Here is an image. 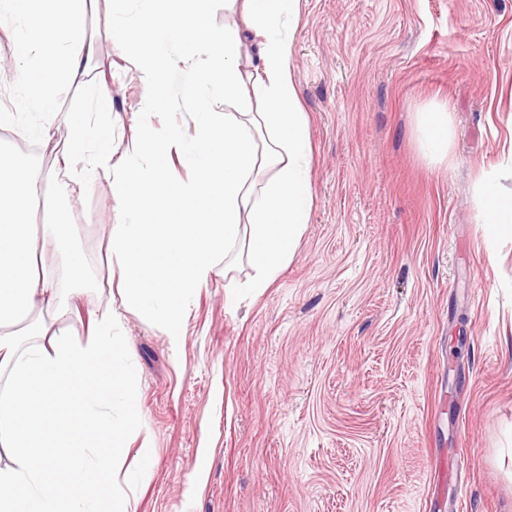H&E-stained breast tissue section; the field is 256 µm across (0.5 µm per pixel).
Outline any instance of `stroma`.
Segmentation results:
<instances>
[{
    "label": "stroma",
    "instance_id": "1",
    "mask_svg": "<svg viewBox=\"0 0 512 512\" xmlns=\"http://www.w3.org/2000/svg\"><path fill=\"white\" fill-rule=\"evenodd\" d=\"M85 24L117 144L146 120L193 137L198 96L223 117L215 74L202 88L176 76L143 118L135 47L104 16ZM20 66L0 36L1 106L23 104ZM289 66L309 118V222L263 293L246 259L228 273L216 257L179 349L122 310L156 453L126 494L136 512H512V241L489 245L476 204L487 173L512 195V0H301ZM439 107L452 136L433 164L418 125ZM76 110L99 120L82 82L59 94L47 141L0 127V155L27 163L39 216L62 207L75 226L93 286L67 328L83 336L121 304L120 214L104 172L80 189L59 164Z\"/></svg>",
    "mask_w": 512,
    "mask_h": 512
}]
</instances>
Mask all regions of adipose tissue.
<instances>
[{
  "label": "adipose tissue",
  "mask_w": 512,
  "mask_h": 512,
  "mask_svg": "<svg viewBox=\"0 0 512 512\" xmlns=\"http://www.w3.org/2000/svg\"><path fill=\"white\" fill-rule=\"evenodd\" d=\"M158 0H140L137 18L113 24L116 45H143L131 59L144 86L143 109L164 103L168 76L186 55L215 52L224 71L223 121L204 118L192 139L143 124L123 154L111 124L87 134L73 127L64 165L112 173V197L122 213L112 226L111 259L120 273L122 307L159 322L172 346L184 335L190 301L220 252L243 248L255 293L269 288L290 261L309 219L308 118L289 69L287 25L300 0H224L233 24L216 30L201 20L205 0H186L187 17L156 23ZM89 0H0V29L12 34L25 66L18 73L25 110L42 116L29 125L46 139L45 120L58 94L78 80L90 59ZM24 110V111H25ZM448 114L425 113L420 147L433 163L448 156ZM181 158L187 179L163 163ZM37 183L15 161L0 163V512H136L117 481L144 479L155 450L139 406V386L127 341L113 335L120 320L106 308L85 337L62 329L77 310L79 289L63 291L60 276L79 281L65 225L32 222ZM488 239H512V198L493 179L479 191ZM60 265L47 263V256ZM51 310L52 319L34 313ZM121 307V308H122ZM141 440L139 464L124 469L131 437Z\"/></svg>",
  "instance_id": "ef3b65f1"
}]
</instances>
